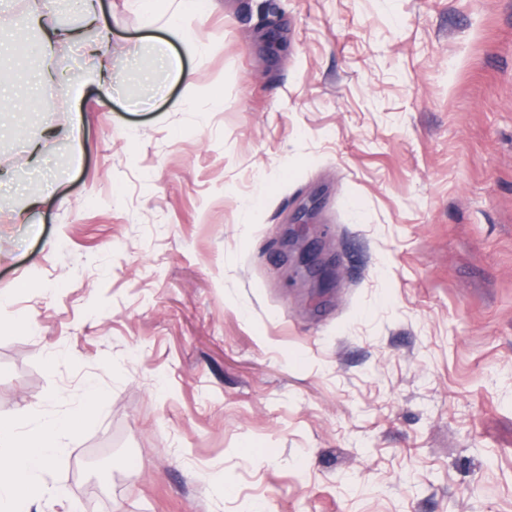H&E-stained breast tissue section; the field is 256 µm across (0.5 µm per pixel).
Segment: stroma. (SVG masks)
Here are the masks:
<instances>
[{"label":"stroma","mask_w":512,"mask_h":512,"mask_svg":"<svg viewBox=\"0 0 512 512\" xmlns=\"http://www.w3.org/2000/svg\"><path fill=\"white\" fill-rule=\"evenodd\" d=\"M178 5L98 0L119 81L78 93L0 0V195L43 197L0 223V417L103 395L38 512H512V0H205L188 87L141 68ZM296 263L298 267L304 268L309 273L317 271L319 286L329 284L333 278V272L328 268L315 269V256L306 244L300 249Z\"/></svg>","instance_id":"stroma-1"}]
</instances>
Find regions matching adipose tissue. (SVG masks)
Segmentation results:
<instances>
[{
  "mask_svg": "<svg viewBox=\"0 0 512 512\" xmlns=\"http://www.w3.org/2000/svg\"><path fill=\"white\" fill-rule=\"evenodd\" d=\"M200 14L199 0H181L179 11L165 22L168 40L153 46L151 65L164 68L174 82H191L190 72L183 68L172 45L177 42L187 51L199 53L201 42L192 22ZM101 400V392L88 388L84 409L27 429L17 420L0 418V512H32L48 492L42 479L48 463L65 453V437L81 428L88 410Z\"/></svg>",
  "mask_w": 512,
  "mask_h": 512,
  "instance_id": "adipose-tissue-1",
  "label": "adipose tissue"
}]
</instances>
